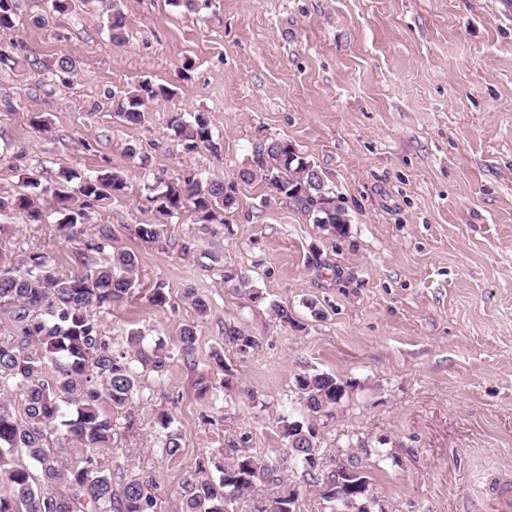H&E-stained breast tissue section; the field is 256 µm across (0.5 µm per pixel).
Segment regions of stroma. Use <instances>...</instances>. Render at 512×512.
I'll return each instance as SVG.
<instances>
[{"instance_id":"stroma-1","label":"stroma","mask_w":512,"mask_h":512,"mask_svg":"<svg viewBox=\"0 0 512 512\" xmlns=\"http://www.w3.org/2000/svg\"><path fill=\"white\" fill-rule=\"evenodd\" d=\"M127 41L102 30L96 0L44 27L46 0H22L0 49L41 67L0 69V191L37 170L83 174L114 165L123 196L93 206L70 231L0 215V260L43 252L78 266L86 240L109 225L113 251L139 257L131 298L99 309L103 335L168 356L145 375L108 464L153 477L163 512L184 480L227 437L249 434L261 457L279 442L277 419L297 374L346 382L322 418L320 469L354 460L384 512H490L485 482L512 475V0H119ZM61 55L70 86L43 82ZM171 85L140 124L114 117L111 95L143 78ZM39 112L44 130L29 124ZM207 113L222 150L185 152L167 121ZM285 138L333 187L351 224L322 231L262 181L240 179L256 145ZM139 158L127 159L126 145ZM223 181L235 205L220 224L170 219L175 245L139 239L156 221L152 187L193 174ZM248 279L228 282L225 269ZM170 304L151 305L155 288ZM209 304L199 316L185 289ZM287 305L282 322L271 302ZM317 312H310L308 302ZM197 328L191 360L180 332ZM234 325L257 340L239 353ZM223 367H216V358ZM182 432L179 458L159 450V415Z\"/></svg>"}]
</instances>
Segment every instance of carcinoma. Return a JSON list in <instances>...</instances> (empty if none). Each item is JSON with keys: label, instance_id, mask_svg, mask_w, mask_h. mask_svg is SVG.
Instances as JSON below:
<instances>
[{"label": "carcinoma", "instance_id": "cac0c4a2", "mask_svg": "<svg viewBox=\"0 0 512 512\" xmlns=\"http://www.w3.org/2000/svg\"><path fill=\"white\" fill-rule=\"evenodd\" d=\"M22 0H0V33L16 26ZM110 42H126L124 13L113 2L106 12ZM38 57H15L0 50V68H37ZM76 62L63 55L47 69L45 82L68 86ZM173 90L146 78L112 101L115 116L139 124L150 100L169 97ZM168 126L185 150L221 151L209 117L204 112L173 113ZM256 167L239 177L260 179L274 193L303 210L312 223L333 235L344 236L351 219L327 186L321 173L286 139L274 138L256 147ZM25 190L0 193V213H20L36 222L51 216L35 202L31 190L49 193L62 224L87 219L95 202L125 194L127 183L117 167L88 175L63 169L55 185L41 184V175L26 176ZM153 196L156 211L171 218L192 213L200 224L224 223V211L233 198L219 180L177 179L164 183ZM166 224H139L135 234L159 243ZM111 230L103 225L98 236L84 243L97 255L77 268L61 272L38 252L20 262L0 265V385L17 389L19 401H0V512H159V485L149 476L127 473L105 461V450L115 436L133 432L129 412L147 373L161 376L168 356L142 348L144 337L132 332L128 350L112 345L102 334L96 310L123 300L136 288L139 257L134 252H110ZM224 337L243 354L255 340L235 325L224 326ZM193 324L180 334L182 355L195 351ZM297 401L302 414L278 417L282 448L278 457L261 459L250 452V437L227 438L214 456L198 461L193 475L182 484L176 512H296L298 492L290 488L288 472L297 469L321 487L331 512H375L378 502L369 494L368 481L356 465L321 475L317 473L320 448L319 417L337 408L347 384L328 373H302L296 377ZM161 451L179 456L182 434L171 427L172 417L158 419Z\"/></svg>", "mask_w": 512, "mask_h": 512}]
</instances>
